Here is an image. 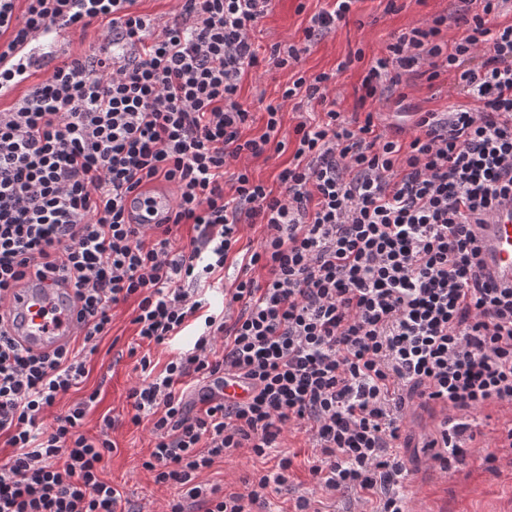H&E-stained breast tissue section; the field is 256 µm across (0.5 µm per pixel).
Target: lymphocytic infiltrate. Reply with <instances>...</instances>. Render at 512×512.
Returning a JSON list of instances; mask_svg holds the SVG:
<instances>
[{
    "instance_id": "f902f5d3",
    "label": "lymphocytic infiltrate",
    "mask_w": 512,
    "mask_h": 512,
    "mask_svg": "<svg viewBox=\"0 0 512 512\" xmlns=\"http://www.w3.org/2000/svg\"><path fill=\"white\" fill-rule=\"evenodd\" d=\"M0 0V56L58 21L107 24L104 41L62 61L25 96L0 109V305L27 275L68 281L84 317L71 345L48 354L17 347L0 328V512H127L102 479L115 449L80 427L88 402L54 424L44 413L78 386L112 311L134 302L140 343L167 344L195 327L188 349L155 372L149 355L127 394L131 423L149 421L141 466L176 489L165 512H253L289 477L274 455L286 431L315 450L309 472L321 496L354 491L370 512H409L395 485L411 399L447 409L431 459L462 461L471 418L484 405L512 407V287L488 283L476 224L512 197V0H457L454 12L394 34L365 60L360 102L402 107L412 75L454 73L463 102L416 111L415 135L378 132L336 108L338 71L300 68L309 41L348 19L357 0H331L303 41L252 39L273 0H176L162 29L137 0ZM461 34L448 36L451 25ZM267 66L290 78L264 107V131L239 100L245 74ZM317 103L321 118L283 128V108ZM292 151L278 188L253 178L250 160ZM176 190L158 224L133 223L125 198ZM243 276L214 310L205 293L238 242ZM193 234L183 238L182 227ZM231 375L243 401L209 393ZM200 391L186 401L185 380ZM276 456L242 492L201 482L203 469L239 449Z\"/></svg>"
}]
</instances>
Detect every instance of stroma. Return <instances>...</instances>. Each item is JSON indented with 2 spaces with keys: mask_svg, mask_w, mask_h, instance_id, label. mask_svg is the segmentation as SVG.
Wrapping results in <instances>:
<instances>
[{
  "mask_svg": "<svg viewBox=\"0 0 512 512\" xmlns=\"http://www.w3.org/2000/svg\"><path fill=\"white\" fill-rule=\"evenodd\" d=\"M399 4L398 11L388 13L382 0H358L347 23L326 33L304 55L302 69L310 73L335 69L359 49L369 58L379 55L400 29L449 13L454 7L452 0H399ZM319 7L318 0H274L271 12L252 33L256 46L264 52L274 42L300 38L308 14ZM130 314V305L115 309L112 330L92 356L86 379L61 397L47 415H62L90 393H97L96 404L84 418L82 429L95 436L102 415L116 420L111 433L116 449L104 480L117 486L142 512H159L174 490L155 485L151 475L142 470L141 460L151 446L149 426H135L129 421L127 394L139 378L136 362L128 355L129 348L138 341ZM440 414L439 407H424L416 400L408 407L406 429L413 445L403 449L401 456L410 475L396 490L406 497L411 512H512V460L503 456L489 463L484 451L502 431L512 427V409L491 404L479 410V436L469 445L465 461L451 462L445 473L432 467L425 447L438 434ZM282 451L293 461L292 479L279 493L271 495L270 508L272 512H293L297 499L314 494L316 489L309 472L311 449L305 434L290 433L282 441ZM265 467L263 459L243 448L231 458L216 460L201 478L230 491L243 488Z\"/></svg>",
  "mask_w": 512,
  "mask_h": 512,
  "instance_id": "obj_1",
  "label": "stroma"
}]
</instances>
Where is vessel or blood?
<instances>
[{"label": "vessel or blood", "instance_id": "obj_1", "mask_svg": "<svg viewBox=\"0 0 512 512\" xmlns=\"http://www.w3.org/2000/svg\"><path fill=\"white\" fill-rule=\"evenodd\" d=\"M74 27L57 23L41 31L0 58V99L15 95L34 72L48 71L51 62L70 52ZM169 194H154L149 205H140L136 194H129L128 207L143 224L152 223L155 213L169 209ZM481 259L489 283L512 285V198L501 200L477 225ZM7 317L11 337L22 347L38 353L52 352L67 344L80 332L83 322L73 303L71 287L49 288L36 278L22 281L9 292ZM221 397L245 400L250 389L239 379L228 377L213 387Z\"/></svg>", "mask_w": 512, "mask_h": 512}]
</instances>
